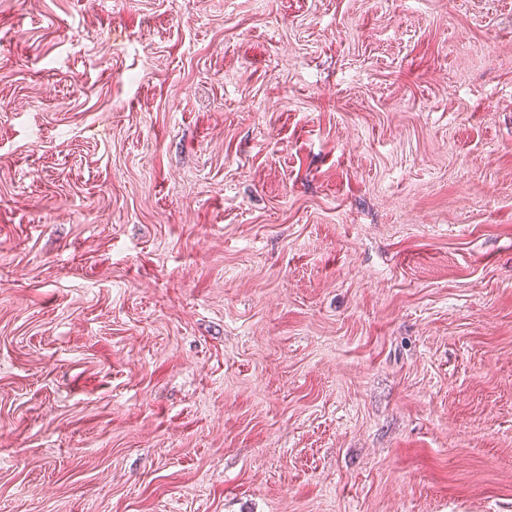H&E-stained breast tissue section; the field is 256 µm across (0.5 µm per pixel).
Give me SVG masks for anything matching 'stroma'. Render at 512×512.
<instances>
[{"label": "stroma", "mask_w": 512, "mask_h": 512, "mask_svg": "<svg viewBox=\"0 0 512 512\" xmlns=\"http://www.w3.org/2000/svg\"><path fill=\"white\" fill-rule=\"evenodd\" d=\"M0 512H512V0H0Z\"/></svg>", "instance_id": "obj_1"}]
</instances>
